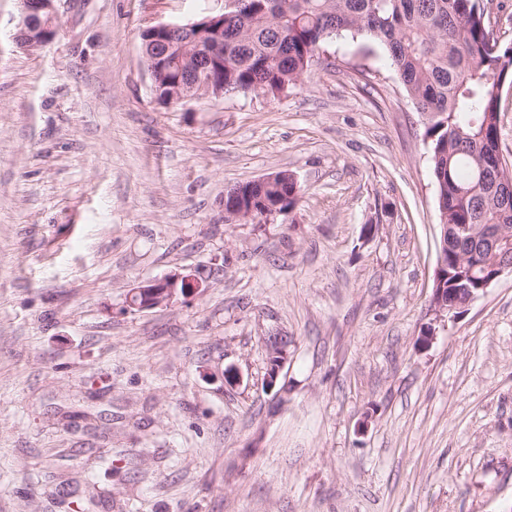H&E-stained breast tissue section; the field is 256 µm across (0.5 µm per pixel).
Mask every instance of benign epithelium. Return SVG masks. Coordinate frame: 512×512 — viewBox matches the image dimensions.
<instances>
[{"mask_svg":"<svg viewBox=\"0 0 512 512\" xmlns=\"http://www.w3.org/2000/svg\"><path fill=\"white\" fill-rule=\"evenodd\" d=\"M22 4L20 21L17 24L13 39L22 48H35L43 46L53 40L58 32L57 13L54 0H20ZM241 6V0H225L224 11L211 13L202 20H195L187 24L186 29L192 30L205 23L208 32H199L194 43L201 53L192 56L187 55L173 59L170 56L168 32L177 28L172 23H159L148 28L152 35L151 53L145 55L147 68L153 80V86L160 85V75L168 69L179 66V76L174 90L169 97L171 105H181L188 101L203 96L206 88L205 75L209 68L219 67L224 64V53L219 51V46L224 44V27L222 21L224 14L233 13ZM224 213L235 219H251L256 223H266L271 218L280 214L276 207L267 201H261L257 206L253 203L246 204L243 194H238L224 201ZM201 287L200 282L193 274L173 273L164 279L140 285L132 290L129 295V306L136 309L155 308L173 301L179 295H188ZM451 301L443 302L442 295L434 298V306L437 316L448 314L454 319V310L465 308L476 299L472 292L462 293L460 288L448 289ZM287 357V350L279 349L271 353L270 368L266 385L272 387L276 384L280 369Z\"/></svg>","mask_w":512,"mask_h":512,"instance_id":"7a95c632","label":"benign epithelium"}]
</instances>
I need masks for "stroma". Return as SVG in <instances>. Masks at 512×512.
Masks as SVG:
<instances>
[{
	"instance_id": "stroma-1",
	"label": "stroma",
	"mask_w": 512,
	"mask_h": 512,
	"mask_svg": "<svg viewBox=\"0 0 512 512\" xmlns=\"http://www.w3.org/2000/svg\"><path fill=\"white\" fill-rule=\"evenodd\" d=\"M222 7L57 0L22 49L0 0V512H512V276L437 318L424 116L349 35L278 96L159 103L143 30ZM280 171L292 210L225 215ZM201 287L193 274L173 273L164 279L140 285L129 295V306L136 309L155 308L169 304L178 295H188Z\"/></svg>"
}]
</instances>
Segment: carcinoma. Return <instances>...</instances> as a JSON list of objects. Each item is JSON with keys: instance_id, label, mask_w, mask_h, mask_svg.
Listing matches in <instances>:
<instances>
[{"instance_id": "carcinoma-1", "label": "carcinoma", "mask_w": 512, "mask_h": 512, "mask_svg": "<svg viewBox=\"0 0 512 512\" xmlns=\"http://www.w3.org/2000/svg\"><path fill=\"white\" fill-rule=\"evenodd\" d=\"M482 0H247L224 18V70L213 72L212 99L228 91L273 97L300 81L326 39L361 34L387 49L417 109L427 116L432 175L448 242L481 224L512 225V163L501 153V86L512 81V46L500 47ZM304 189L276 173L265 196ZM512 261V238L479 244L469 255L448 248L440 279L475 287Z\"/></svg>"}]
</instances>
